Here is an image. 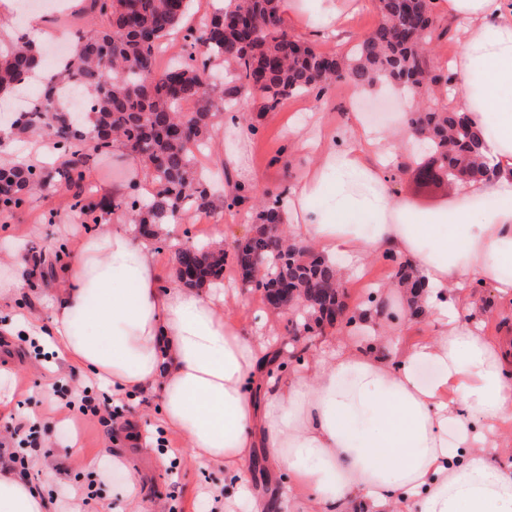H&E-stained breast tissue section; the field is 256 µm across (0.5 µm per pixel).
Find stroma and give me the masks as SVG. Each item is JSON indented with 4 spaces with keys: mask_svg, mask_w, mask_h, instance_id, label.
<instances>
[{
    "mask_svg": "<svg viewBox=\"0 0 512 512\" xmlns=\"http://www.w3.org/2000/svg\"><path fill=\"white\" fill-rule=\"evenodd\" d=\"M409 109L396 85L385 83L359 95L346 79L330 86L321 105L311 93L288 99L271 112L256 103L249 105L244 115L252 129L248 142L222 128L213 146L198 155L199 165L213 175L214 209L183 214L164 230L155 248L165 267H172V246L178 241L187 238L227 245L249 232L242 212L226 207L225 174L218 165L225 153L243 151L245 163L260 176L263 190L275 193L297 181L315 159L312 150L288 146L283 129L289 117L300 118L307 136L313 138L327 130L343 131L355 114L371 125L382 113L399 115ZM128 176L126 162L94 153L85 166L82 202H75L71 192L59 185L29 197L21 207L0 209V285H18L15 293L0 299V331L11 332L9 348L0 347V442L27 457L28 481L55 502L60 501L64 486L91 485L96 496L90 500L88 512H224L223 500L212 495L213 490L226 487L223 468L199 465L180 453V439L157 419L158 393L125 396L124 415L109 428L83 416L65 420L57 408L55 380H63L75 395L89 376L72 365L55 364L46 350L33 348L21 332L20 316L36 317L45 325L50 322L51 298L64 286L63 262L79 253L80 239L70 233V226L97 227L101 212L95 204L101 187ZM416 177L414 167L406 166L396 176V193L423 211L450 202L453 187L444 183L437 192H420ZM235 292L240 301L231 313L244 330L263 329L277 340L287 338V313H273L271 322H263L261 313L266 306L260 291L241 290L239 278L233 276L224 293ZM74 444L79 446V454H70ZM116 451L139 475V507L129 505L116 477L102 472Z\"/></svg>",
    "mask_w": 512,
    "mask_h": 512,
    "instance_id": "1",
    "label": "stroma"
}]
</instances>
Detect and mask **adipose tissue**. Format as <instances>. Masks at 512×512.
Here are the masks:
<instances>
[{
  "label": "adipose tissue",
  "instance_id": "ef3b65f1",
  "mask_svg": "<svg viewBox=\"0 0 512 512\" xmlns=\"http://www.w3.org/2000/svg\"><path fill=\"white\" fill-rule=\"evenodd\" d=\"M463 25L456 54L439 62L454 104L482 132L491 172L457 186L451 205L415 210L393 191L392 132L353 121L310 144L288 122L293 147L317 162L283 195L289 235L338 263L342 281L370 262L408 261L425 283L430 333L405 341L399 291L381 288L357 309L329 357L240 329L224 297L168 281L152 240L117 211L86 232L65 269L49 326L58 354L134 395L161 393L160 420L185 452L231 479L225 503L251 512L281 505L251 483L262 448L272 478L291 481L307 512H512V336H488L475 289L512 306V0H436ZM320 17L331 38L348 0H282V16ZM0 512H53L14 472L0 469Z\"/></svg>",
  "mask_w": 512,
  "mask_h": 512
}]
</instances>
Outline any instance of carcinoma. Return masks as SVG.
Returning a JSON list of instances; mask_svg holds the SVG:
<instances>
[{
    "mask_svg": "<svg viewBox=\"0 0 512 512\" xmlns=\"http://www.w3.org/2000/svg\"><path fill=\"white\" fill-rule=\"evenodd\" d=\"M98 29L82 34L65 61L43 84L53 107L16 112L9 125L13 135L37 134L53 141L61 163L36 170L22 164H0V207L18 208L50 181L73 191L76 203L84 192V167L89 152L109 154L113 146L142 163L154 190L147 196L103 199V214L124 210L144 237H157L159 226L183 212L212 208L210 184L195 164V151L212 138L224 103L251 95L263 110L312 90H323L341 77L358 87L384 80L401 85L409 95L425 100L417 112L405 115L408 129L421 140L448 183L471 172L488 174L481 162V132L463 113L447 106L444 97L455 90L442 70L428 65L424 45L440 38L432 0H378V23L346 54L337 56L289 35L280 13V0H227L228 5L206 17L192 49L214 64V81H202L205 71L187 59L161 69L156 57L161 41L179 29L193 0H89ZM43 69L42 50L19 35L0 41V104L19 98ZM71 85L90 102L76 114L63 102L53 103L58 86ZM431 163V164H433ZM431 164L418 162L423 173ZM281 198L263 194L251 206L254 220L247 244L238 249H213L186 241L175 245L176 277L200 287L224 277L233 263L239 276L255 271L261 256L270 276L262 294L269 303L279 288L288 289L295 326L305 314L341 313L349 309L336 263L312 254L303 242L287 238L280 217ZM393 282L409 292L411 315L421 313V279L406 261L390 259Z\"/></svg>",
    "mask_w": 512,
    "mask_h": 512,
    "instance_id": "1",
    "label": "carcinoma"
}]
</instances>
